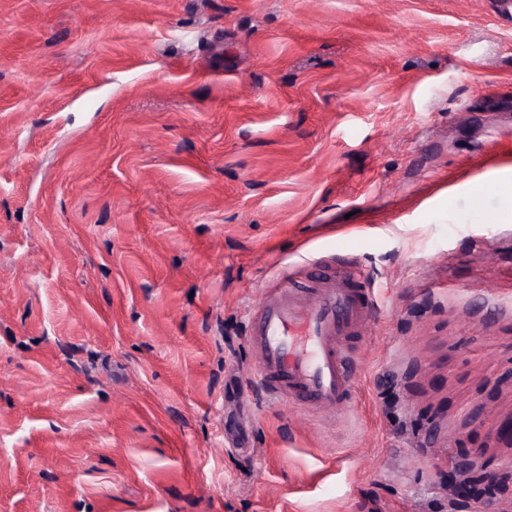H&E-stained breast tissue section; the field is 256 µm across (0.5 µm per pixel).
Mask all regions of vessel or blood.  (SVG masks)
<instances>
[{"label": "vessel or blood", "instance_id": "1", "mask_svg": "<svg viewBox=\"0 0 512 512\" xmlns=\"http://www.w3.org/2000/svg\"><path fill=\"white\" fill-rule=\"evenodd\" d=\"M368 308L357 273L300 290L283 277L261 291L248 344L259 378L276 399L332 411L351 389L353 355L345 343Z\"/></svg>", "mask_w": 512, "mask_h": 512}]
</instances>
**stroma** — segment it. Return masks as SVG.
Masks as SVG:
<instances>
[{"instance_id": "obj_1", "label": "stroma", "mask_w": 512, "mask_h": 512, "mask_svg": "<svg viewBox=\"0 0 512 512\" xmlns=\"http://www.w3.org/2000/svg\"><path fill=\"white\" fill-rule=\"evenodd\" d=\"M507 177L490 0H0V512H512ZM349 267L348 400L267 397L261 289Z\"/></svg>"}]
</instances>
